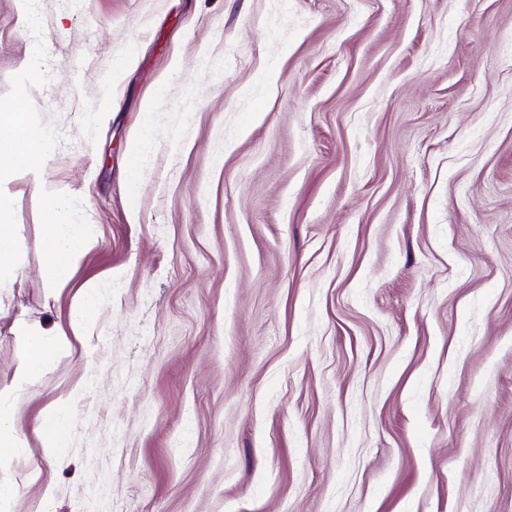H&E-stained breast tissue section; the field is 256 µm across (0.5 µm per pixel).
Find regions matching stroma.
Instances as JSON below:
<instances>
[{
  "mask_svg": "<svg viewBox=\"0 0 512 512\" xmlns=\"http://www.w3.org/2000/svg\"><path fill=\"white\" fill-rule=\"evenodd\" d=\"M0 105L54 134L0 180V388L101 299L0 512H512V0H0ZM0 288L13 284L20 272V256L16 247L17 225L7 224L3 216L8 212L7 200L0 197ZM3 221V222H2ZM42 237L43 276L49 288L67 284L79 262L90 248L83 225L64 219L55 203L47 209ZM96 288L92 283L84 284L81 288L71 313L70 328L74 337H78L81 330L92 325L96 320L100 308V298ZM82 394L80 387L74 388L63 399L47 404L38 424L41 440L40 454L43 458H57L71 439V404Z\"/></svg>",
  "mask_w": 512,
  "mask_h": 512,
  "instance_id": "obj_1",
  "label": "stroma"
}]
</instances>
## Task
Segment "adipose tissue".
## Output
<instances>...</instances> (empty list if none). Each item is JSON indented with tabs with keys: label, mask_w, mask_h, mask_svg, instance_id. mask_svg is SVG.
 Masks as SVG:
<instances>
[{
	"label": "adipose tissue",
	"mask_w": 512,
	"mask_h": 512,
	"mask_svg": "<svg viewBox=\"0 0 512 512\" xmlns=\"http://www.w3.org/2000/svg\"><path fill=\"white\" fill-rule=\"evenodd\" d=\"M51 148L49 133L31 122L28 113H0V160L12 161L28 172L39 173ZM7 200H0V287L13 284L20 272L16 247V225L7 224L3 216ZM90 247L81 224L62 217L57 204H49L42 237L43 276L48 287L67 284ZM19 360L11 383L0 389V466L17 456L30 455L26 439L14 424L18 403L29 395L41 376L50 370L66 343L64 334L40 327L18 324L15 332ZM82 394L74 388L69 397L47 404L38 424L40 454L50 459L67 448L71 439V404Z\"/></svg>",
	"instance_id": "1"
}]
</instances>
